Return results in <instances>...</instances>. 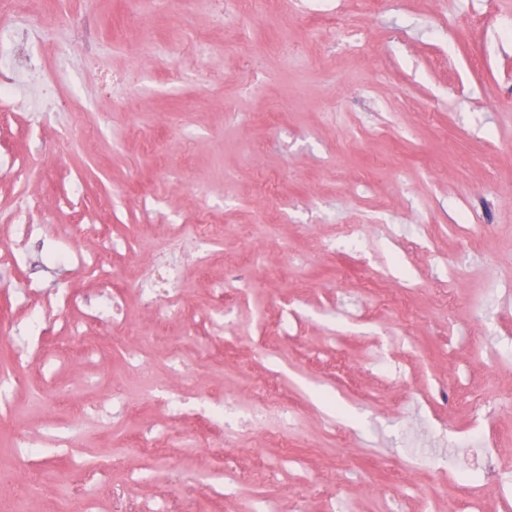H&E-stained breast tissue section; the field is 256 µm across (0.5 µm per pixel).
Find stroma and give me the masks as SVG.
Returning a JSON list of instances; mask_svg holds the SVG:
<instances>
[{"label": "stroma", "mask_w": 512, "mask_h": 512, "mask_svg": "<svg viewBox=\"0 0 512 512\" xmlns=\"http://www.w3.org/2000/svg\"><path fill=\"white\" fill-rule=\"evenodd\" d=\"M48 5L47 69L72 107L0 115V156L19 161L0 170V255L22 197L39 203L29 219L46 247L109 255L108 237L81 230L67 202L77 191L143 254L162 245L152 225L188 224L205 208L223 224L225 248L259 250L265 266L229 292L220 336L197 335L191 313L207 309L221 262L188 266L189 315L164 329L126 292L138 369L118 346L106 362L83 360L110 336L104 325L46 336L42 356H18L7 338L30 316L13 296L27 278L18 269L13 292L0 291V373L25 384L0 417V472H28L32 490L20 499L0 483V512H53L61 499L95 512H420L438 485L436 512H467L473 490L487 512H504L512 485L487 480L473 450L497 449L499 468L512 472V105H489L512 97V0H335L336 25L314 18L322 0H270L260 21L249 0H224L220 23L212 0H171L145 15L124 0ZM486 7L493 25L474 27L470 14ZM61 14L95 29L92 64L60 56L73 35L56 23ZM340 25L358 32L354 47L339 41ZM145 26L167 47L150 71L139 69L133 40ZM104 70L126 77L123 95H104ZM62 126L71 144L59 142ZM134 126L156 131L153 149L129 137ZM51 152L60 160L47 169ZM145 193L166 198L165 215L143 209ZM344 224L361 225V239L341 236ZM456 224L471 226L474 242L456 237ZM283 321L284 342L272 335ZM270 374L289 433L304 441L292 470L261 439L275 416L249 433L234 426ZM165 382L198 402H231L209 446L196 444L192 423L148 402ZM118 384L141 402L124 419L100 408ZM475 395L496 407L481 428ZM157 425L169 426L173 446L133 480L134 440ZM50 432L65 447L17 455L18 438ZM107 458L103 475L95 464Z\"/></svg>", "instance_id": "stroma-1"}]
</instances>
